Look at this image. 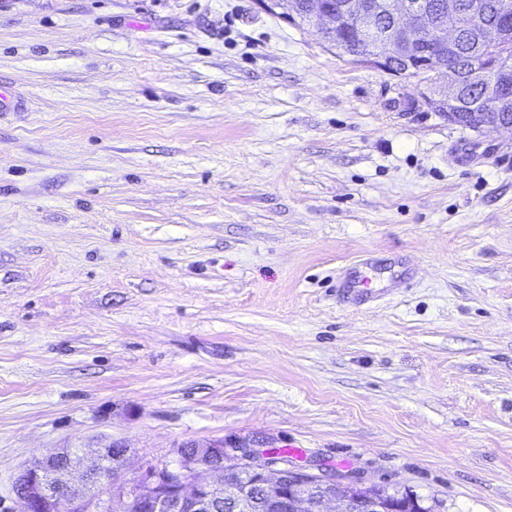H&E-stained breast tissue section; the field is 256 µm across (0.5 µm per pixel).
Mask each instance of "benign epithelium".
<instances>
[{
    "label": "benign epithelium",
    "instance_id": "7a95c632",
    "mask_svg": "<svg viewBox=\"0 0 512 512\" xmlns=\"http://www.w3.org/2000/svg\"><path fill=\"white\" fill-rule=\"evenodd\" d=\"M272 15L315 25L324 38L344 27L362 40L363 63L397 78H415L416 95H403L394 105L404 112H437L450 124H465L474 132L487 127L512 129L502 118L512 110V71L491 50L512 43V0H495L493 16L485 20L482 0L461 5L457 0L435 7L426 0H401L394 12L389 0H256ZM476 16L480 41L489 50L476 64L475 73L494 74V81L479 112L460 114L449 108L458 104L462 83L455 65L461 31L448 18L462 13ZM447 83L439 85L433 75ZM224 455L223 467L215 468L206 459ZM65 451L51 452L61 456ZM49 455V456H51ZM49 456L41 464L27 465L15 486L16 512H58L57 490L65 491L69 512H114L115 500L126 512H252L260 498L282 512H323V504L337 501L338 512H405L401 501L385 500L377 494L351 495L349 485L327 472L313 473L274 456H264L257 448H222L214 442L179 454L175 467L162 477L151 471L130 484L112 476V485H100L98 495L76 488L67 480L82 457L71 458L68 467H52Z\"/></svg>",
    "mask_w": 512,
    "mask_h": 512
}]
</instances>
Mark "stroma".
I'll return each instance as SVG.
<instances>
[{
    "mask_svg": "<svg viewBox=\"0 0 512 512\" xmlns=\"http://www.w3.org/2000/svg\"><path fill=\"white\" fill-rule=\"evenodd\" d=\"M0 85V512L53 448L214 441L512 512V131L256 0H0ZM368 283L369 281L365 276L360 273H354V275L345 281L338 289L347 302L361 304L373 298L370 288L367 287Z\"/></svg>",
    "mask_w": 512,
    "mask_h": 512,
    "instance_id": "obj_1",
    "label": "stroma"
}]
</instances>
